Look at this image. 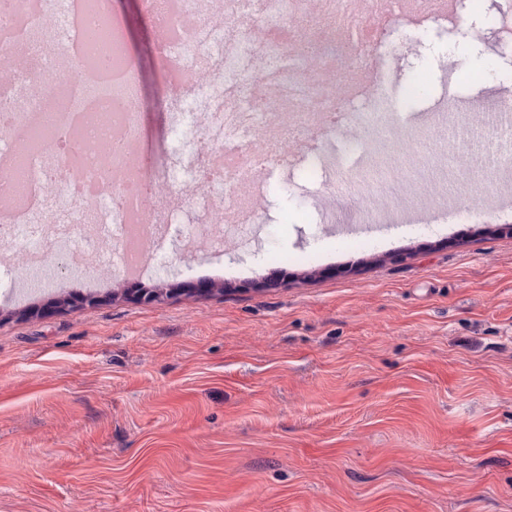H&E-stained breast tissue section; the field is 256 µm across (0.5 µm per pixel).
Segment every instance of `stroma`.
Listing matches in <instances>:
<instances>
[{
	"instance_id": "1",
	"label": "stroma",
	"mask_w": 512,
	"mask_h": 512,
	"mask_svg": "<svg viewBox=\"0 0 512 512\" xmlns=\"http://www.w3.org/2000/svg\"><path fill=\"white\" fill-rule=\"evenodd\" d=\"M112 7L167 163L154 20ZM406 8L423 45L385 60L391 95L426 114L512 95L491 24L512 0H458L467 36ZM301 147L258 174L224 247L202 213L142 274L89 258L58 288L0 291V512H512V202L490 212L480 189L500 171L483 160L459 209L403 199L382 231L339 237L351 169L290 167ZM162 283L182 291L126 293Z\"/></svg>"
}]
</instances>
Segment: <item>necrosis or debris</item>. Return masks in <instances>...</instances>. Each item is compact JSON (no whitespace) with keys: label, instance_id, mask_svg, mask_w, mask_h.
I'll return each instance as SVG.
<instances>
[{"label":"necrosis or debris","instance_id":"1","mask_svg":"<svg viewBox=\"0 0 512 512\" xmlns=\"http://www.w3.org/2000/svg\"><path fill=\"white\" fill-rule=\"evenodd\" d=\"M148 3L168 32L161 89H182L190 111L203 116L199 126L173 123L177 146L192 143L196 159L164 173L151 154L131 152L142 140V98L121 19L110 18L111 56L77 68L70 61L83 55L84 34L99 21L83 0H0V69L9 73L0 81V237L19 244L28 271L37 270L45 224L61 205L69 221L55 236L65 252L143 268L140 245L152 231L146 217L159 201L151 184L195 181L196 162L214 152L221 163L210 175V196L227 212L249 208L243 188L260 166L251 142L258 129L271 147L309 129L335 130L337 113L351 111L372 135L354 142L371 157L354 175L371 186L358 211L364 224L388 218L387 201L400 184L454 200L477 170L472 133L493 125L512 132L511 97L464 112L450 100L429 125L438 165L377 154L378 143L405 139L394 122L402 106L387 97L370 62L371 54L399 49L401 12H392L390 30L371 48L360 33L378 15L372 5L350 19L347 0H224L233 23L222 26L197 20L201 0ZM278 17L288 18L298 41L259 38ZM59 55L64 64L56 63ZM258 58L263 67H255ZM271 75L276 92L256 94Z\"/></svg>","mask_w":512,"mask_h":512}]
</instances>
